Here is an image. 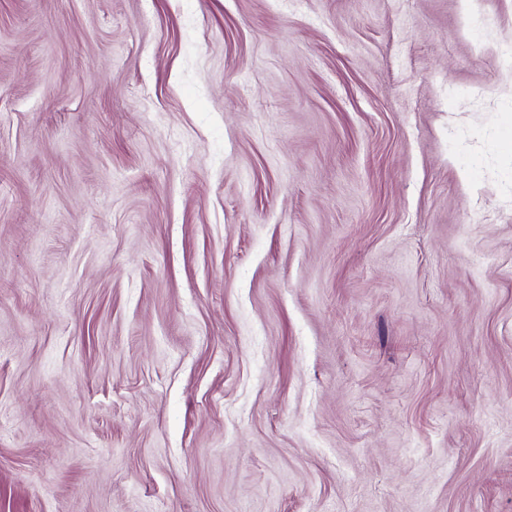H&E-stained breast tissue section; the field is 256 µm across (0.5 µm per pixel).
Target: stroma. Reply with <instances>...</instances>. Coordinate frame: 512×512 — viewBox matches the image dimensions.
<instances>
[{"instance_id":"35a3bbf8","label":"stroma","mask_w":512,"mask_h":512,"mask_svg":"<svg viewBox=\"0 0 512 512\" xmlns=\"http://www.w3.org/2000/svg\"><path fill=\"white\" fill-rule=\"evenodd\" d=\"M0 0V512H512V0Z\"/></svg>"}]
</instances>
